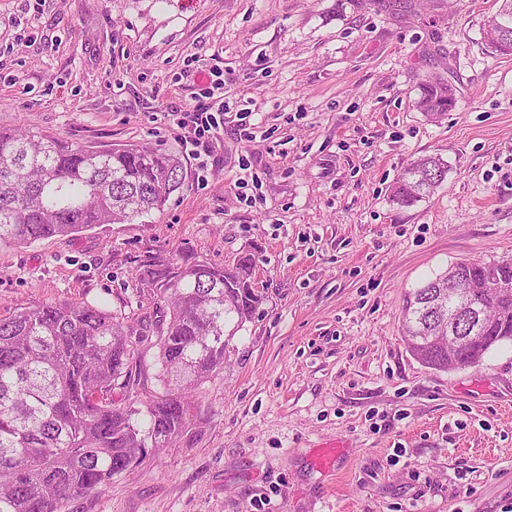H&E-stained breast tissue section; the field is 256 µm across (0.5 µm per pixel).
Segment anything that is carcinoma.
<instances>
[{"label":"carcinoma","mask_w":512,"mask_h":512,"mask_svg":"<svg viewBox=\"0 0 512 512\" xmlns=\"http://www.w3.org/2000/svg\"><path fill=\"white\" fill-rule=\"evenodd\" d=\"M484 25L486 44L512 55V0ZM457 104L448 81L422 84L416 107L440 120ZM447 166L438 156L414 160L393 183L391 201L411 207L435 193ZM183 165L161 149L132 144L90 149L55 135L0 126V247L74 236L100 224H134L164 209L180 189ZM251 253L231 267L191 250L154 258L135 272L156 294L160 391L136 407L133 367L148 335L131 334L104 304L42 303L0 316V512H65L78 497L99 495L131 470L147 448L193 434L195 385L224 368L231 338L264 301L255 288ZM465 279L512 276V263L461 260ZM448 287L443 272L416 289L404 310L408 347L423 365L448 370L478 365L498 344L512 342V320L471 322L456 351L443 342L448 308L435 303Z\"/></svg>","instance_id":"carcinoma-1"}]
</instances>
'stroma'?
I'll return each instance as SVG.
<instances>
[{"label":"stroma","mask_w":512,"mask_h":512,"mask_svg":"<svg viewBox=\"0 0 512 512\" xmlns=\"http://www.w3.org/2000/svg\"><path fill=\"white\" fill-rule=\"evenodd\" d=\"M500 4L0 0V126L161 148L184 180L144 222L0 247V315L104 302L141 330L158 312L136 268L186 249H254L265 295L194 391L196 435L66 512H512V342L438 371L402 329L450 265L512 263V56L483 41ZM435 76L457 97L439 121L415 106ZM208 81L224 125L200 189L167 115ZM428 155L441 187L393 204ZM447 166L438 156H422L414 160L393 183L391 201L400 207H411L433 195L445 181Z\"/></svg>","instance_id":"stroma-1"}]
</instances>
